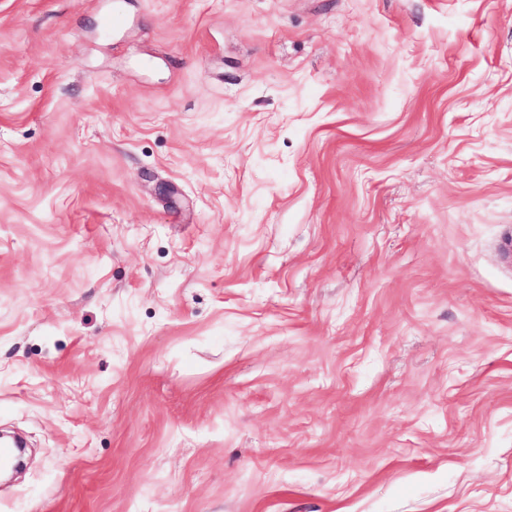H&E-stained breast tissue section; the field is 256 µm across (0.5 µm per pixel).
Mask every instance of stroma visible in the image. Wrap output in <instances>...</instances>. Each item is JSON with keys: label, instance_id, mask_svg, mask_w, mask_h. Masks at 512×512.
Masks as SVG:
<instances>
[{"label": "stroma", "instance_id": "35a3bbf8", "mask_svg": "<svg viewBox=\"0 0 512 512\" xmlns=\"http://www.w3.org/2000/svg\"><path fill=\"white\" fill-rule=\"evenodd\" d=\"M0 0V512H512V0Z\"/></svg>", "mask_w": 512, "mask_h": 512}]
</instances>
